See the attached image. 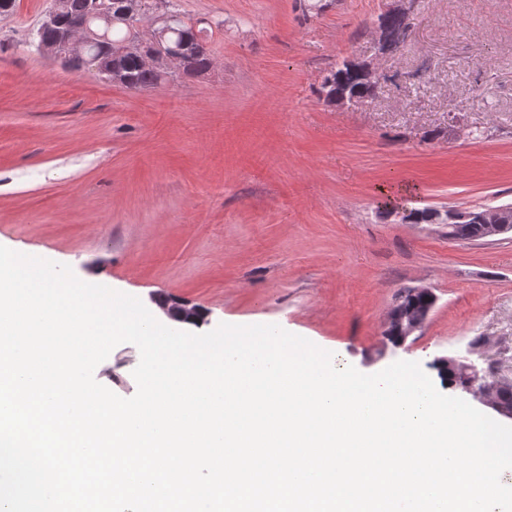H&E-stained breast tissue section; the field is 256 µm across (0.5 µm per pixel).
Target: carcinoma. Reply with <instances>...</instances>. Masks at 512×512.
Segmentation results:
<instances>
[{
    "instance_id": "obj_1",
    "label": "carcinoma",
    "mask_w": 512,
    "mask_h": 512,
    "mask_svg": "<svg viewBox=\"0 0 512 512\" xmlns=\"http://www.w3.org/2000/svg\"><path fill=\"white\" fill-rule=\"evenodd\" d=\"M59 22L37 30L36 48H53L62 37L64 25L71 19L86 17L92 10L95 0H61ZM112 10V26L100 31V38L90 42L84 52L69 60L74 70L91 69L99 78L115 82L132 92H140L157 87L168 79L171 71L161 63L147 64L142 55L150 51L148 41L139 42L138 48L131 49L140 33L154 21L153 0H107ZM170 16L164 19L158 29L165 32V42L180 47L190 65L191 74L199 76L212 68V56L202 29L187 19L173 3L169 7ZM413 19L403 15L387 18V44L393 50H400L406 42ZM320 91L327 97L360 95L370 98L374 88L365 83L346 62H341L324 77ZM453 237L457 241H482L484 236L479 224H457ZM424 304L423 298L408 288L399 292L392 314H403ZM443 383L452 389L466 381V376L457 366H435Z\"/></svg>"
}]
</instances>
